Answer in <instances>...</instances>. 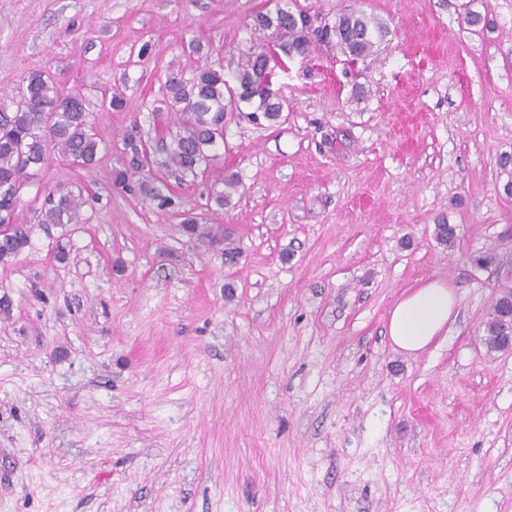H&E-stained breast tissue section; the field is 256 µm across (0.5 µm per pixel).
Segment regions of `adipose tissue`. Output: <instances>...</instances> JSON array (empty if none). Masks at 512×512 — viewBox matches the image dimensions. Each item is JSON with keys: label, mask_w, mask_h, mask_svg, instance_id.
Segmentation results:
<instances>
[{"label": "adipose tissue", "mask_w": 512, "mask_h": 512, "mask_svg": "<svg viewBox=\"0 0 512 512\" xmlns=\"http://www.w3.org/2000/svg\"><path fill=\"white\" fill-rule=\"evenodd\" d=\"M455 309L452 288L438 281L427 282L394 306L388 324L390 339L405 352H423L447 335Z\"/></svg>", "instance_id": "obj_1"}]
</instances>
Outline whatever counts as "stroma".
I'll return each mask as SVG.
<instances>
[{
	"label": "stroma",
	"instance_id": "stroma-1",
	"mask_svg": "<svg viewBox=\"0 0 512 512\" xmlns=\"http://www.w3.org/2000/svg\"><path fill=\"white\" fill-rule=\"evenodd\" d=\"M286 2L0 0V92L50 72L100 142L94 170L55 154L26 180L32 243L0 265V512H512V350L484 343L512 285V0H300L389 34L354 64L311 43L275 75L285 121L232 117L196 175L153 170L235 263L112 183L125 137L154 145L168 74L232 72ZM59 188L82 221L43 230ZM434 280L456 318L405 353L391 311Z\"/></svg>",
	"mask_w": 512,
	"mask_h": 512
}]
</instances>
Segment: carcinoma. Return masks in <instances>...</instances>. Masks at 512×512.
Segmentation results:
<instances>
[{
    "label": "carcinoma",
    "mask_w": 512,
    "mask_h": 512,
    "mask_svg": "<svg viewBox=\"0 0 512 512\" xmlns=\"http://www.w3.org/2000/svg\"><path fill=\"white\" fill-rule=\"evenodd\" d=\"M294 8L278 7L253 17L254 28L268 33V41L252 52L230 78L204 63L189 77L171 74L165 84L160 105L153 108L156 138L165 139L167 128L161 112L182 115L178 132L166 147L163 165L183 175H196L213 157L212 151L224 142V124L228 113L241 111V105L253 108L248 118L259 117V124L281 121L286 99L271 80L272 71L287 68L288 61L305 53L311 39L329 44L352 60L373 55L388 34L386 24L374 15L348 9L329 18L292 0ZM321 19L317 31L306 29L310 16ZM100 143L92 133L86 100L78 91L59 92L55 79L41 71H32L23 80L19 95H0V264L6 265L31 246L35 225L16 222L24 180L32 171L45 167L52 152L86 169L94 167ZM126 168L113 173V182L127 187L128 169L140 171L149 166L142 139H124ZM141 196L160 211L176 206L175 200L154 187L150 179L138 183ZM81 198L62 189L50 192L41 209L40 227L63 226L79 222ZM181 232L190 239L221 244L227 240L224 228L202 224L198 217L185 214ZM436 240L448 247L456 243V227L445 220L435 225ZM512 309L507 298L492 302L485 326V344L503 350L502 342L512 336Z\"/></svg>",
    "instance_id": "obj_1"
}]
</instances>
